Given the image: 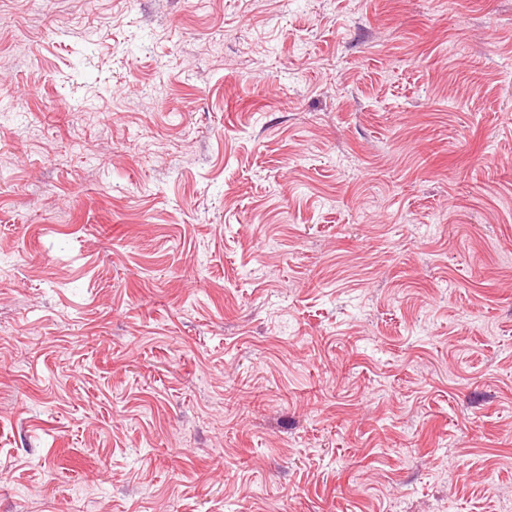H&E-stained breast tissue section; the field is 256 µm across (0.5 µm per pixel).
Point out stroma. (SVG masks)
I'll return each mask as SVG.
<instances>
[{
	"instance_id": "obj_1",
	"label": "stroma",
	"mask_w": 512,
	"mask_h": 512,
	"mask_svg": "<svg viewBox=\"0 0 512 512\" xmlns=\"http://www.w3.org/2000/svg\"><path fill=\"white\" fill-rule=\"evenodd\" d=\"M0 512H512V0H0Z\"/></svg>"
}]
</instances>
